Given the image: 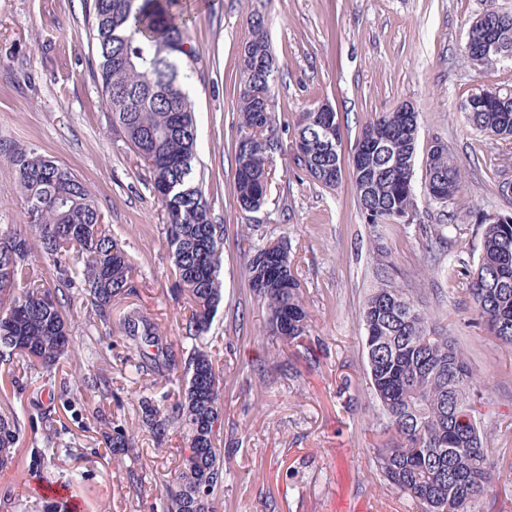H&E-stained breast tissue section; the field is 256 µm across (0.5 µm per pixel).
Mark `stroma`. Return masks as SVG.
Listing matches in <instances>:
<instances>
[{
	"mask_svg": "<svg viewBox=\"0 0 512 512\" xmlns=\"http://www.w3.org/2000/svg\"><path fill=\"white\" fill-rule=\"evenodd\" d=\"M198 60L190 92L200 140L198 169L214 223L224 227V300L207 339L224 363L227 462L215 512H418L376 467L378 406L367 386L361 313L372 287L375 243L350 180L328 188L297 160L302 112L325 104L337 115L341 161L351 167L366 123L404 102L419 114V150L444 142L463 181L457 204L424 208L427 224H457L447 252L405 224H386L379 243L397 280L427 306L436 330L452 336L488 381L482 418L491 483L479 512H512V347L476 327L451 273L472 268L480 236L462 209L512 214V141L476 133L464 106L481 86L512 87V61L479 76L462 52L488 4L512 0H183ZM262 14L278 66L273 110L283 145L273 157L266 205L245 213L234 193L239 69L253 14ZM83 0H0V227L26 223V202L9 149L33 145L84 181L136 266L135 293L115 302L113 327L75 295L70 357L37 379L0 364V412L22 422L15 466L0 471V512H162L161 492L189 455L179 431L163 445L143 431L138 393L161 397L163 381L124 362L117 327L137 309L181 348L185 300L174 288L163 210L149 175L115 134L94 76ZM284 237L311 314L301 346L267 332L266 305L248 282L255 247ZM90 367L108 392L66 393L71 366ZM139 431L137 453L106 447L112 421ZM70 445L47 466L30 456L52 432ZM142 477L140 491L130 473ZM64 486L65 497L44 492Z\"/></svg>",
	"mask_w": 512,
	"mask_h": 512,
	"instance_id": "1",
	"label": "stroma"
}]
</instances>
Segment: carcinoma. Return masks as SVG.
<instances>
[{"label":"carcinoma","instance_id":"carcinoma-1","mask_svg":"<svg viewBox=\"0 0 512 512\" xmlns=\"http://www.w3.org/2000/svg\"><path fill=\"white\" fill-rule=\"evenodd\" d=\"M181 0H86L87 38L95 42L96 76L118 132L148 171L165 214L164 233L172 255L171 275L190 313L182 337L192 342L187 359L173 351L156 323L136 309L120 322L130 340L125 361L136 372L173 386L174 401L154 403L142 396L138 407L157 444L178 427L192 455L177 466L179 475L164 486V512H213L215 491L223 487L226 461L218 447L224 419V384L206 336L222 302L224 225L211 219L194 161L198 134L185 86L195 52L186 47ZM474 51L468 55L487 76L512 59V14L486 10L470 27ZM276 59L264 18L251 22L239 73V122L234 190L240 208L260 210L267 201L272 155L280 149L271 109ZM476 132L512 140V89L481 88L465 105ZM338 127L328 107L301 114L295 142L303 146L300 165L318 183L334 187L343 179L336 148L324 127ZM418 113L408 104L384 112L365 126L354 152L351 179L364 222L421 224L415 193ZM27 203L39 253L56 271L46 279L28 262L29 239L16 228H0V363L50 372L68 356L70 326L65 305L79 287L99 321L110 324L112 303L134 294V266L112 237L87 185L65 165L33 146L10 150ZM425 193L429 204L456 200L462 175L447 145L435 139L426 148ZM481 230L477 265L465 291L475 320L494 340L512 347V219L471 211ZM424 233L451 246L456 224H422ZM284 237L257 249L250 262L251 287L267 306L270 335L288 344L307 336L309 313L302 284ZM282 276L266 273L269 263ZM375 286L362 310L369 388L378 403L380 433L375 460L384 479L410 497L422 512H476L491 482L487 448L480 428L486 389L483 376L450 336L435 331L430 315L395 278L394 263L382 247L374 252ZM90 369L70 372L72 389L89 386ZM22 429L16 411L0 413V469L15 461ZM107 445L134 451L138 437L121 423ZM68 443L59 436L33 457L40 465ZM206 495L198 496L203 487Z\"/></svg>","mask_w":512,"mask_h":512}]
</instances>
